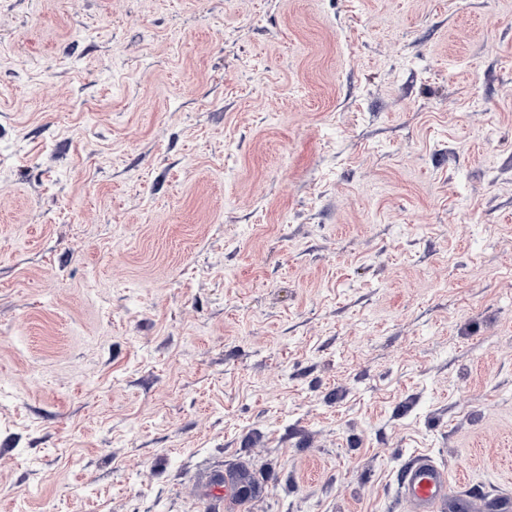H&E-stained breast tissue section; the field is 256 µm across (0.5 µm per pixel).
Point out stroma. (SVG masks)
Here are the masks:
<instances>
[{"label":"stroma","mask_w":512,"mask_h":512,"mask_svg":"<svg viewBox=\"0 0 512 512\" xmlns=\"http://www.w3.org/2000/svg\"><path fill=\"white\" fill-rule=\"evenodd\" d=\"M512 496V0H0V512ZM398 483L409 512H472L468 498L449 490L448 472L427 455L416 456L399 471ZM216 482L217 486L224 484V500L237 505L239 511L244 510L247 502L249 501L248 498L254 495L259 489V486L253 476L247 470H240L239 482L242 484L249 497H246L239 492V485L237 484L234 472L224 474V477L220 476Z\"/></svg>","instance_id":"35a3bbf8"}]
</instances>
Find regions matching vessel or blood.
Masks as SVG:
<instances>
[{"instance_id":"1","label":"vessel or blood","mask_w":512,"mask_h":512,"mask_svg":"<svg viewBox=\"0 0 512 512\" xmlns=\"http://www.w3.org/2000/svg\"><path fill=\"white\" fill-rule=\"evenodd\" d=\"M398 483L408 512H473L471 499L454 496L449 490L448 472L427 455L407 462Z\"/></svg>"}]
</instances>
